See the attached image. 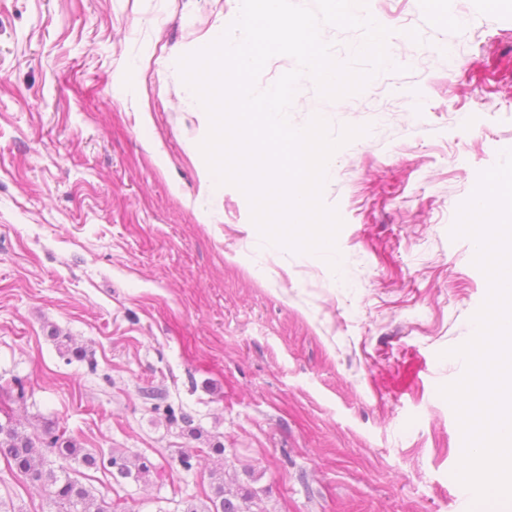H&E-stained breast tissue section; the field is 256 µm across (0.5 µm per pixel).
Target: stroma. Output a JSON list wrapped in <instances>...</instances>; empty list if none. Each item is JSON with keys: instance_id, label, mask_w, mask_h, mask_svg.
<instances>
[{"instance_id": "stroma-1", "label": "stroma", "mask_w": 512, "mask_h": 512, "mask_svg": "<svg viewBox=\"0 0 512 512\" xmlns=\"http://www.w3.org/2000/svg\"><path fill=\"white\" fill-rule=\"evenodd\" d=\"M368 11L391 68L336 100L301 78L288 110L334 136L368 128L325 175L334 267L269 246L235 186L220 224L185 200L209 122L178 60L237 0H0V409L30 435L148 458L138 482L81 468L110 512H184L219 468L264 512H512L461 506L439 393L488 292L450 230L512 149V0Z\"/></svg>"}]
</instances>
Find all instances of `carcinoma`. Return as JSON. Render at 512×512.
I'll list each match as a JSON object with an SVG mask.
<instances>
[{"instance_id":"carcinoma-1","label":"carcinoma","mask_w":512,"mask_h":512,"mask_svg":"<svg viewBox=\"0 0 512 512\" xmlns=\"http://www.w3.org/2000/svg\"><path fill=\"white\" fill-rule=\"evenodd\" d=\"M44 447L54 451L64 460H70L86 467H98L97 458L83 452L73 438H66L52 431L45 432ZM0 452L3 453L7 468L23 478L28 489L45 496L56 508V512H103L95 496L71 476L70 468L52 467L50 461L40 452L35 440L19 432L8 420L0 423ZM108 464L123 478L140 480L150 472L147 462L131 463L123 455H113ZM213 495L202 507L190 505L184 512H254L257 493L227 481L224 472L211 473Z\"/></svg>"}]
</instances>
